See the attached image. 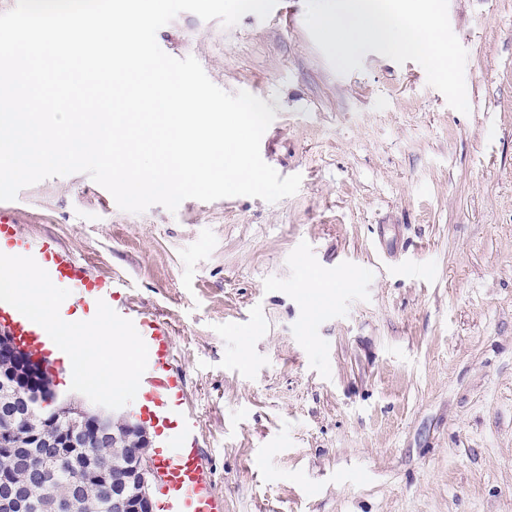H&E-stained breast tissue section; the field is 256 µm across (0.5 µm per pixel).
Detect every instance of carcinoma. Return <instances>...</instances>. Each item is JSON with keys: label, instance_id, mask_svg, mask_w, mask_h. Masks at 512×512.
<instances>
[{"label": "carcinoma", "instance_id": "carcinoma-1", "mask_svg": "<svg viewBox=\"0 0 512 512\" xmlns=\"http://www.w3.org/2000/svg\"><path fill=\"white\" fill-rule=\"evenodd\" d=\"M46 408L24 400L11 370L0 365V498L18 508L0 512H54L53 504L71 500L70 512H112L109 490L81 470L75 461L88 453L112 464V486L135 496L139 488L128 480L129 469L148 458V443L134 421L112 419L111 434L97 445L59 452L55 441L80 431L77 416L62 412L46 422Z\"/></svg>", "mask_w": 512, "mask_h": 512}]
</instances>
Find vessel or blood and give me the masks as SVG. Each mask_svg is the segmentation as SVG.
<instances>
[{"instance_id":"1","label":"vessel or blood","mask_w":512,"mask_h":512,"mask_svg":"<svg viewBox=\"0 0 512 512\" xmlns=\"http://www.w3.org/2000/svg\"><path fill=\"white\" fill-rule=\"evenodd\" d=\"M0 253L33 257L52 282L69 289L65 321L74 309L95 316L98 302H105L133 322L148 350L133 414L154 436L149 465L154 482L155 512H224V500L214 480L198 416L191 405L186 379L178 363L171 324L152 309L134 301L130 283L121 275L100 272L81 262L51 237L24 231L11 203L0 202ZM0 333L15 336L31 352L48 356L57 346L43 327L12 305L0 302Z\"/></svg>"}]
</instances>
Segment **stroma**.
Masks as SVG:
<instances>
[{
	"mask_svg": "<svg viewBox=\"0 0 512 512\" xmlns=\"http://www.w3.org/2000/svg\"><path fill=\"white\" fill-rule=\"evenodd\" d=\"M305 10L157 33L274 109L295 195L133 214L76 173L17 215L172 324L225 512H512V0H448L466 114L411 61L338 73Z\"/></svg>",
	"mask_w": 512,
	"mask_h": 512,
	"instance_id": "obj_1",
	"label": "stroma"
}]
</instances>
